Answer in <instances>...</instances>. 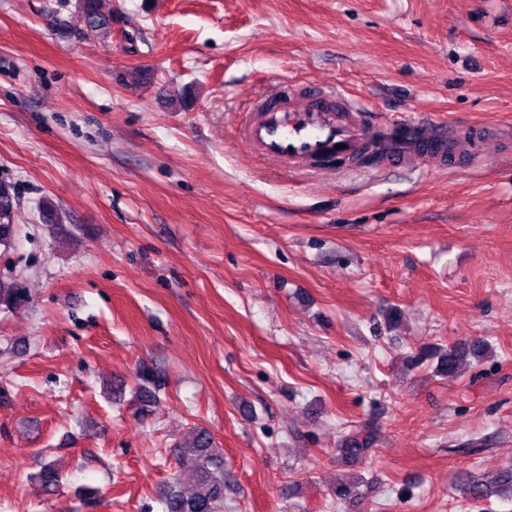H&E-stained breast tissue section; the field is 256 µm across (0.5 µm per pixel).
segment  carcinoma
<instances>
[{
  "label": "carcinoma",
  "mask_w": 512,
  "mask_h": 512,
  "mask_svg": "<svg viewBox=\"0 0 512 512\" xmlns=\"http://www.w3.org/2000/svg\"><path fill=\"white\" fill-rule=\"evenodd\" d=\"M81 12L93 31L105 24L101 17L99 0H79ZM16 197L0 192V246L11 247L15 234ZM27 301L25 289L13 276H0V309L13 310ZM490 350L484 343L470 348L451 347L438 355L437 373L456 375L473 367L474 363L489 357ZM140 412L147 411L156 400L157 376L149 368L138 373ZM181 456H192L197 462L195 485L190 493L179 487V482L165 497V512H222L224 509V456L215 447L212 435L205 429L194 428L187 439L175 448ZM33 482L45 492L54 491L60 475L52 463L44 464L34 475ZM463 497L481 503L492 497L512 499V467L488 477L475 478L469 474L457 480Z\"/></svg>",
  "instance_id": "obj_1"
}]
</instances>
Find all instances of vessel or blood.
Segmentation results:
<instances>
[{"mask_svg":"<svg viewBox=\"0 0 512 512\" xmlns=\"http://www.w3.org/2000/svg\"><path fill=\"white\" fill-rule=\"evenodd\" d=\"M241 142L265 159L292 165L343 162L370 145L393 167H411L426 158L444 164L473 149L470 139L410 119L402 120L396 133L383 135L364 108L343 94L317 89L261 101Z\"/></svg>","mask_w":512,"mask_h":512,"instance_id":"1","label":"vessel or blood"}]
</instances>
